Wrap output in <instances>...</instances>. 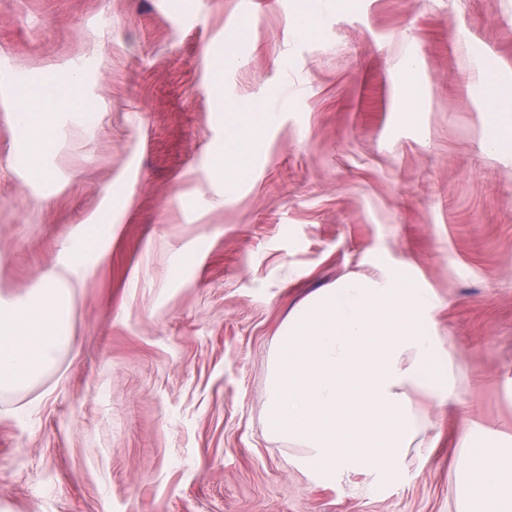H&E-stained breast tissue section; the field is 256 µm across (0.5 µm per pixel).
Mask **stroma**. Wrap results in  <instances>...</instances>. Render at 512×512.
Returning a JSON list of instances; mask_svg holds the SVG:
<instances>
[{"label": "stroma", "mask_w": 512, "mask_h": 512, "mask_svg": "<svg viewBox=\"0 0 512 512\" xmlns=\"http://www.w3.org/2000/svg\"><path fill=\"white\" fill-rule=\"evenodd\" d=\"M78 78L32 177L19 90ZM418 89L417 117L398 99ZM512 0H0V300L86 256L69 340L0 389V512H457V438L512 442ZM258 149L232 183V122ZM406 268L459 382L389 475L318 485L264 407L290 312ZM486 143L493 150L512 151V115L499 112L486 131Z\"/></svg>", "instance_id": "stroma-1"}]
</instances>
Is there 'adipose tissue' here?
Wrapping results in <instances>:
<instances>
[{
	"mask_svg": "<svg viewBox=\"0 0 512 512\" xmlns=\"http://www.w3.org/2000/svg\"><path fill=\"white\" fill-rule=\"evenodd\" d=\"M73 85L43 80L24 92L18 123L29 165L42 173L55 116ZM436 299L403 273L377 282L348 277L311 294L288 317L272 361L265 405L269 432L321 480L373 469L385 475L413 448L437 441L416 416L411 393L448 403L457 380L430 320ZM66 289L49 279L29 301L0 302V388L35 380L65 344ZM458 512H512V444L459 439Z\"/></svg>",
	"mask_w": 512,
	"mask_h": 512,
	"instance_id": "obj_1",
	"label": "adipose tissue"
}]
</instances>
